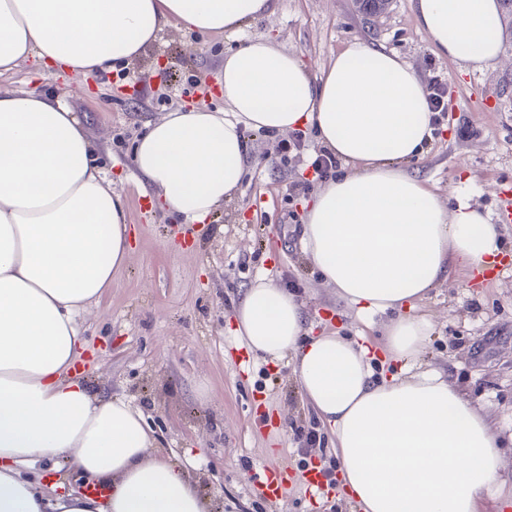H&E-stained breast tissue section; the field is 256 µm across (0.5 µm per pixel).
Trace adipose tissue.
Here are the masks:
<instances>
[{"label": "adipose tissue", "instance_id": "ef3b65f1", "mask_svg": "<svg viewBox=\"0 0 512 512\" xmlns=\"http://www.w3.org/2000/svg\"><path fill=\"white\" fill-rule=\"evenodd\" d=\"M271 0H0V75L34 61L83 77L139 59L168 25L234 33ZM442 55L468 71L498 63L499 0H414ZM225 108L177 109L148 122L133 166L158 206L208 219L243 180V128L314 127L346 174L308 206L301 242L325 283L358 314L395 310L384 329L402 373L375 380L370 345L306 337L295 294L269 280L233 313L237 335L272 360L294 354L300 388L336 434L338 476L361 512H477L498 487L499 437L489 417L420 360L432 331L412 307L459 268L484 272L500 254L489 213L444 204L404 163L432 132L428 89L398 55L364 42L320 76L269 39L227 53ZM101 151L64 97L0 89V512H208L196 482L153 449L142 413L93 393L73 371L88 340L81 318L131 253L126 203ZM63 459L84 483L49 495L34 469Z\"/></svg>", "mask_w": 512, "mask_h": 512}]
</instances>
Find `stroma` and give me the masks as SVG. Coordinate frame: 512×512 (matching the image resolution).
<instances>
[{"label": "stroma", "instance_id": "stroma-1", "mask_svg": "<svg viewBox=\"0 0 512 512\" xmlns=\"http://www.w3.org/2000/svg\"><path fill=\"white\" fill-rule=\"evenodd\" d=\"M269 38L320 71L351 42L398 54L424 83L441 81L448 108L411 174L441 196L490 211L504 254L512 256V35L499 64L463 73L418 27L413 0L364 14L357 0H273V9L233 35L168 26L139 60L107 74L46 76L34 63L0 77V87L64 96L101 165L126 201L135 231L128 263L83 317L93 360L92 390L125 398L144 415L160 452L197 480L211 512H359L337 478L336 437L302 396L292 355L269 362L249 353L232 313L258 278L289 287L302 301L309 335L336 334L384 344L393 312L363 317L320 283L300 241L305 205L322 182L314 130L281 159L279 137L244 129L247 174L223 206L186 224L152 205L132 163L147 121L195 105L223 110L217 75L224 56ZM434 332L427 365L484 409L501 434L505 464L498 490L478 512H512V265L485 279L455 271L419 302ZM279 473L288 494L272 501L265 475Z\"/></svg>", "mask_w": 512, "mask_h": 512}]
</instances>
